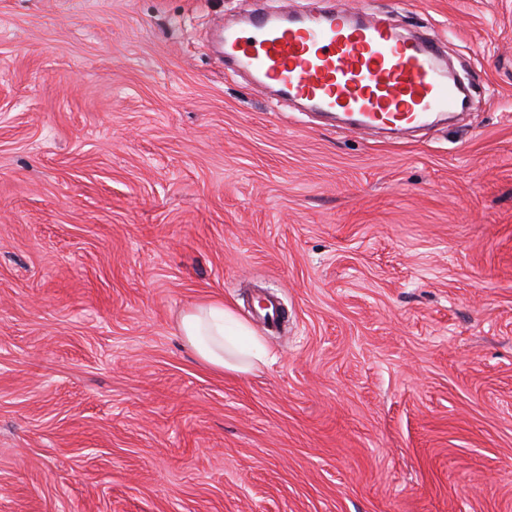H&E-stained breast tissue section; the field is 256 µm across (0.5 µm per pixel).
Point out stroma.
I'll return each mask as SVG.
<instances>
[{
	"instance_id": "stroma-1",
	"label": "stroma",
	"mask_w": 512,
	"mask_h": 512,
	"mask_svg": "<svg viewBox=\"0 0 512 512\" xmlns=\"http://www.w3.org/2000/svg\"><path fill=\"white\" fill-rule=\"evenodd\" d=\"M395 2L474 83L400 139L225 69L251 0H0V512H512V0ZM179 333L197 359L220 371L244 375L270 362L263 341L224 303L194 306L181 317Z\"/></svg>"
}]
</instances>
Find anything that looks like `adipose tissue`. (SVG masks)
<instances>
[{"label":"adipose tissue","mask_w":512,"mask_h":512,"mask_svg":"<svg viewBox=\"0 0 512 512\" xmlns=\"http://www.w3.org/2000/svg\"><path fill=\"white\" fill-rule=\"evenodd\" d=\"M179 333L197 359L220 371L244 375L270 361L263 341L220 302H203L187 311Z\"/></svg>","instance_id":"1"}]
</instances>
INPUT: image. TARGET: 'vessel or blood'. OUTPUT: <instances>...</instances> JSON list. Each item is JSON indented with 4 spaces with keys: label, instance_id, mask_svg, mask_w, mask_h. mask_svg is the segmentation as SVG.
I'll return each mask as SVG.
<instances>
[{
    "label": "vessel or blood",
    "instance_id": "b4317fda",
    "mask_svg": "<svg viewBox=\"0 0 512 512\" xmlns=\"http://www.w3.org/2000/svg\"><path fill=\"white\" fill-rule=\"evenodd\" d=\"M215 30L225 66L247 74L252 90L365 135L425 127L469 104L440 42L405 34L399 16L374 6H260Z\"/></svg>",
    "mask_w": 512,
    "mask_h": 512
}]
</instances>
